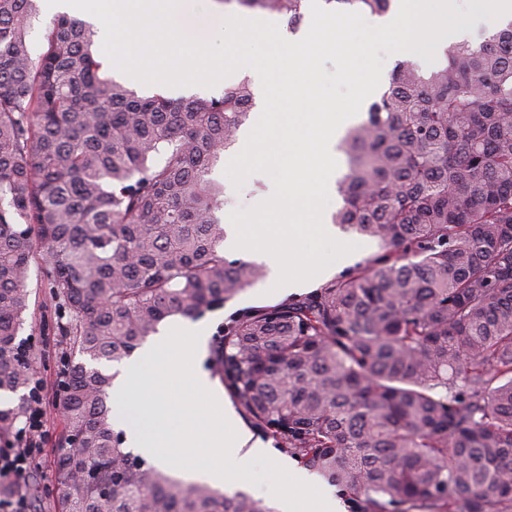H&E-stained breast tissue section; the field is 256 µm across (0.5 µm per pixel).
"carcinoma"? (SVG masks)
<instances>
[{"mask_svg":"<svg viewBox=\"0 0 512 512\" xmlns=\"http://www.w3.org/2000/svg\"><path fill=\"white\" fill-rule=\"evenodd\" d=\"M297 28L307 0H236ZM374 15L393 0H326ZM35 0H0V392L28 388L18 332L32 268L53 334L129 358L166 318L198 319L263 275L224 253L213 168L250 119L243 78L210 100L141 97L101 75L93 32L61 15L41 51ZM389 86L336 145L333 217L380 252L299 299L224 326L212 369L279 449L351 512H512V22L451 43ZM54 512H273L123 448L114 376L66 363ZM28 404L0 408V429Z\"/></svg>","mask_w":512,"mask_h":512,"instance_id":"cac0c4a2","label":"carcinoma"}]
</instances>
